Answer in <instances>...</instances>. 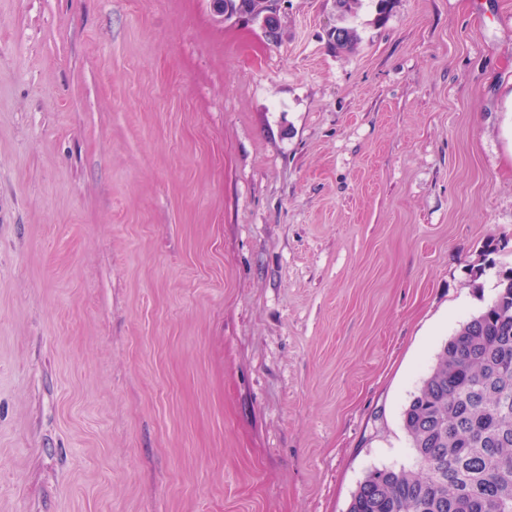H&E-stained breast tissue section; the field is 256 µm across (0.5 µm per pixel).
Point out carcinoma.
Wrapping results in <instances>:
<instances>
[{"instance_id":"1","label":"carcinoma","mask_w":512,"mask_h":512,"mask_svg":"<svg viewBox=\"0 0 512 512\" xmlns=\"http://www.w3.org/2000/svg\"><path fill=\"white\" fill-rule=\"evenodd\" d=\"M402 423L416 467L368 472L349 512H512V274L443 346Z\"/></svg>"}]
</instances>
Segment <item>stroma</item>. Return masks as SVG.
<instances>
[{
  "label": "stroma",
  "mask_w": 512,
  "mask_h": 512,
  "mask_svg": "<svg viewBox=\"0 0 512 512\" xmlns=\"http://www.w3.org/2000/svg\"><path fill=\"white\" fill-rule=\"evenodd\" d=\"M0 0V512H347L512 273V0ZM224 1L226 0H210L213 14L221 22L224 21V18H234L238 21V16L232 8H236V11L240 12L241 18L246 20H248L247 16L256 8V0H227L231 4L226 3V5ZM286 2V0H267V2L256 8L257 13L254 14V23L259 24L261 30L265 29L268 33L274 34L278 25L281 24V15L285 9Z\"/></svg>",
  "instance_id": "1"
}]
</instances>
